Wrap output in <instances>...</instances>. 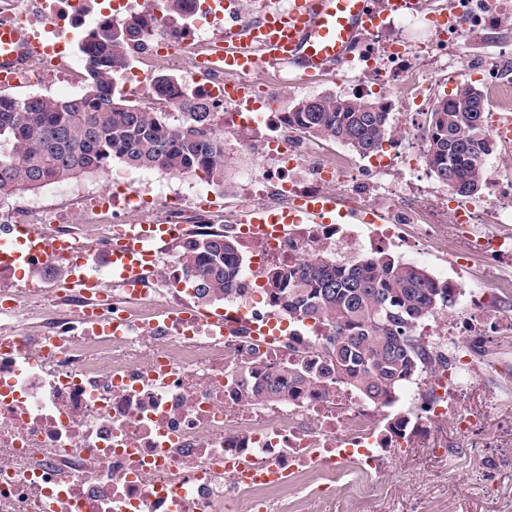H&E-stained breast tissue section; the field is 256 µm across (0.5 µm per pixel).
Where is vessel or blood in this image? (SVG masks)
I'll use <instances>...</instances> for the list:
<instances>
[{
    "mask_svg": "<svg viewBox=\"0 0 512 512\" xmlns=\"http://www.w3.org/2000/svg\"><path fill=\"white\" fill-rule=\"evenodd\" d=\"M427 0H288L287 6L262 4L259 18L232 11L229 34L211 44L194 68L199 77L213 72H253L261 59L289 64L299 80H310L331 68H343L352 59L358 42L373 34L388 17L423 14ZM37 50L24 26L0 22V73L11 74L23 66ZM343 210L337 193L315 199L298 200L279 218L280 224H324L335 222ZM155 237L148 230L130 233L126 246L118 249L112 262L115 272H123L135 256L150 258Z\"/></svg>",
    "mask_w": 512,
    "mask_h": 512,
    "instance_id": "b4317fda",
    "label": "vessel or blood"
}]
</instances>
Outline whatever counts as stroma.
Wrapping results in <instances>:
<instances>
[{
  "label": "stroma",
  "instance_id": "35a3bbf8",
  "mask_svg": "<svg viewBox=\"0 0 512 512\" xmlns=\"http://www.w3.org/2000/svg\"><path fill=\"white\" fill-rule=\"evenodd\" d=\"M499 65L512 71V15H503L492 27L478 33L464 31L448 45L447 59L422 62L416 71L418 113L415 127L405 135V152L394 161V173L388 189L372 194L371 202L380 209L395 206L392 188L401 182L413 183L417 189L419 209L413 224L404 226L403 235L414 240L416 222L425 221L429 208L438 207V220L447 235H454L453 198L443 197L442 185L427 168L423 159V141L417 125L423 111L438 98L448 94L457 84L469 82L486 95L489 114L501 112L496 93L495 76L472 72L473 64ZM283 65L262 62L253 75L254 81L268 86L274 96L275 111H288L302 97L326 93L381 99L388 105L403 100L399 90L384 92L373 84H360L331 71L301 84L279 81ZM229 173L223 187L214 188L212 199L219 214L232 218L237 199L235 184L239 173L247 168L259 169L261 155L246 151L233 140L226 143ZM505 277L489 276L481 261L469 260L463 288L456 305L444 312L443 320L468 318L471 293L502 290ZM474 349V348H473ZM479 362V377L468 387L458 403L485 419L487 444L475 446L472 439L459 435L452 421L430 424V444L425 448H405L388 464L366 478L355 472L344 473L321 497L311 502V512H330L331 507L354 506L358 512H512V384H504L500 371H512V335L489 330L483 342L474 349ZM384 486L382 495L360 501L356 492L366 480Z\"/></svg>",
  "mask_w": 512,
  "mask_h": 512
}]
</instances>
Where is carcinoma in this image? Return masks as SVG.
Instances as JSON below:
<instances>
[{
	"label": "carcinoma",
	"instance_id": "1",
	"mask_svg": "<svg viewBox=\"0 0 512 512\" xmlns=\"http://www.w3.org/2000/svg\"><path fill=\"white\" fill-rule=\"evenodd\" d=\"M188 2L167 0V13L180 30L189 25ZM147 36L136 20L94 30L79 45L89 70L83 94L0 96V199L94 173L114 160L134 169L198 173L224 185V136L212 130L214 112L203 96L170 75L158 76V98L178 101L174 119L169 112L143 110L112 86L114 74L131 61L132 47ZM423 116L425 164L459 196L480 194L487 158L496 148L482 91L459 84ZM389 118L380 101L336 94L299 99L285 115L288 126L305 136L340 142L364 157L389 141ZM182 255L201 301L216 299L238 279L240 249L229 236L204 235ZM266 294L289 321L308 320L326 332L311 337L316 361L278 364L243 389L248 402H280L291 392L320 389L321 374L328 371L334 374L328 386L389 407L422 372L448 364L417 327L452 307L458 292L386 252L350 266L318 257L297 267L274 266L267 272Z\"/></svg>",
	"mask_w": 512,
	"mask_h": 512
}]
</instances>
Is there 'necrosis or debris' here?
I'll list each match as a JSON object with an SVG mask.
<instances>
[{
    "instance_id": "obj_1",
    "label": "necrosis or debris",
    "mask_w": 512,
    "mask_h": 512,
    "mask_svg": "<svg viewBox=\"0 0 512 512\" xmlns=\"http://www.w3.org/2000/svg\"><path fill=\"white\" fill-rule=\"evenodd\" d=\"M191 27L168 31L166 16L153 0L135 10L132 0H55L39 19L15 14L0 0V18L25 25L45 47L29 57L14 84L29 89L46 82L80 89L84 72L68 66L74 30L133 17L149 25L144 54L176 70L194 41L224 36V7L191 0ZM388 67L373 53L358 54L350 72L357 82L392 83L412 61L400 40L388 44ZM224 73H214L202 89L215 105L214 124L236 139L273 127L263 140L265 164L238 186L240 213L282 212L287 200L317 196L334 184L347 185L349 209L367 205L357 177L341 159L308 162V147L296 139L282 114L266 113L256 98L251 109H224ZM74 206L61 210L34 195L0 201V229L48 224L55 236L71 238L89 225L80 249L51 262L31 257L24 266L0 265V512H308L305 499L275 500L276 492L298 478L312 494L333 483L340 470L371 476L394 448L428 440L427 424L453 418L460 435L480 424L452 411L477 373L469 350L456 348L458 336L480 337L484 324L501 319L498 297H472L474 320L440 323L431 335L449 350L448 364L429 374L418 418L401 417L387 431L359 398L342 393L301 394L282 403L251 405L239 394L242 375L258 379L291 358L312 332L311 322L285 321L265 295L261 273L272 265L295 266L310 257L340 262L364 249L402 246L400 225L411 214L394 213L369 236L356 226L294 224L283 237H264L245 225H225L244 252L236 289L221 297L223 327L212 326L196 309L186 265L175 252L201 234L213 233L214 210L197 194L163 192L139 185L124 170L97 191L86 184L62 190ZM473 204H456V238L464 255H480L499 270L512 261V236L472 231ZM131 224L165 226L171 245L155 249L153 278L141 287H113L97 303L78 289L52 280L58 271H83L108 254ZM229 460L258 467L242 481L225 470Z\"/></svg>"
}]
</instances>
